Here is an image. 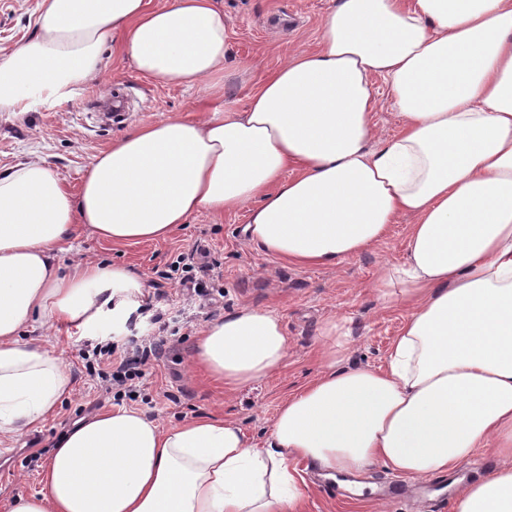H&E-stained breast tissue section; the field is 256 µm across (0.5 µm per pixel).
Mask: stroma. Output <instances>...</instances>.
Here are the masks:
<instances>
[{
	"label": "stroma",
	"mask_w": 512,
	"mask_h": 512,
	"mask_svg": "<svg viewBox=\"0 0 512 512\" xmlns=\"http://www.w3.org/2000/svg\"><path fill=\"white\" fill-rule=\"evenodd\" d=\"M38 3L0 0V55L33 34ZM219 3L225 24L224 108L242 112L262 76L292 53L317 48L322 21L333 0ZM120 91L127 95L123 122L109 129L99 127L93 118L96 104L111 101ZM210 104L204 89L143 77L117 53L108 56L102 75L86 83L73 101L50 112H0V170L41 158L75 192L91 158L133 126L173 112L198 118ZM249 218L245 208L218 218L203 211L177 225L165 241L118 245L75 228L59 254L61 264L77 259L121 264L143 284L138 317L111 323L103 339L125 345L128 336L143 332L150 317L158 313L177 335L173 346L151 363L146 378L138 383L139 400L118 403L102 392L99 378L86 367L83 355L93 351L95 340L64 326L43 328L45 344L71 368L73 392L38 429L13 439L9 447L0 446V504L42 492L39 470L30 466V456L48 458L62 432L118 404L144 412L164 429L198 417L227 419L257 447H266L280 403L323 370L322 329L328 320L342 321L351 331L347 365H385L390 343L408 312L384 302L375 283L387 265L401 259L411 217H400L381 242L333 267L296 265L265 253L243 232ZM189 253L196 262L211 265L206 279L212 297L209 307L197 308L167 278L172 266ZM242 308L270 311L281 318L288 335V357L266 378L230 389L194 366L191 355L209 322ZM497 462L493 448L487 447L450 476L399 478L375 467L360 477V490L349 489L341 496L319 472L306 471L305 461H295L294 466L306 472L301 512H454L453 503L437 500L430 486H463L487 475Z\"/></svg>",
	"instance_id": "1"
}]
</instances>
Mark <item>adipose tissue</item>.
Segmentation results:
<instances>
[{"label":"adipose tissue","instance_id":"ef3b65f1","mask_svg":"<svg viewBox=\"0 0 512 512\" xmlns=\"http://www.w3.org/2000/svg\"><path fill=\"white\" fill-rule=\"evenodd\" d=\"M35 27L0 59V112L73 101L111 46L143 76L224 95L216 0H40ZM378 79L401 119L380 142ZM244 207L252 242L305 266L336 265L415 216L376 283L408 310L385 366H342L349 331L329 321L324 370L281 404L266 447L228 420L163 429L116 408L66 430L45 493L9 512H282L301 498L294 460L416 479L489 442L502 463L464 485L457 512H512V0H337L318 48L264 76L245 111L132 127L75 194L42 159L0 170V444L73 390L38 328L101 332L140 305L126 267H61L73 225L161 241L193 214ZM287 356L281 319L244 308L205 327L194 360L236 387Z\"/></svg>","mask_w":512,"mask_h":512}]
</instances>
